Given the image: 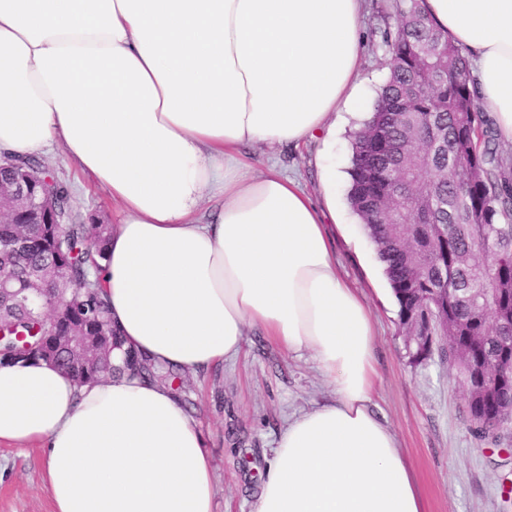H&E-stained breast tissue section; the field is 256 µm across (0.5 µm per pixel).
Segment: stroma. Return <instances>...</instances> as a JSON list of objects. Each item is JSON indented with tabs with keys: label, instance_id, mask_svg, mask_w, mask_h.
<instances>
[{
	"label": "stroma",
	"instance_id": "obj_1",
	"mask_svg": "<svg viewBox=\"0 0 512 512\" xmlns=\"http://www.w3.org/2000/svg\"><path fill=\"white\" fill-rule=\"evenodd\" d=\"M386 2L367 0L362 19L361 113L341 114L327 140L297 149L266 145L253 156L295 176L319 204L336 206L332 232L340 271L362 290L378 328L373 405L411 463L429 512H512V437L494 443L475 434L466 394L446 352L437 349L422 363L411 362L392 290L348 205L352 134L368 118L389 74L380 37ZM40 161L67 185L83 222L117 223L111 196L67 162L60 146ZM328 166L339 174L332 185L321 180ZM331 393L310 359L283 352L254 332L235 360L205 374L183 373L180 401L207 436L216 512H250L279 428ZM0 512H52L37 449L0 445Z\"/></svg>",
	"mask_w": 512,
	"mask_h": 512
}]
</instances>
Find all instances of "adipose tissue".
<instances>
[{
    "label": "adipose tissue",
    "mask_w": 512,
    "mask_h": 512,
    "mask_svg": "<svg viewBox=\"0 0 512 512\" xmlns=\"http://www.w3.org/2000/svg\"><path fill=\"white\" fill-rule=\"evenodd\" d=\"M512 147V0H420ZM366 0H0V152L67 161L120 207L98 274L113 325L192 373L248 332L310 356L329 399L288 419L251 512H427L372 410L377 332L319 207L247 145L327 138L361 100ZM41 444L53 512H215L200 423L140 378L0 366V444Z\"/></svg>",
    "instance_id": "ef3b65f1"
}]
</instances>
